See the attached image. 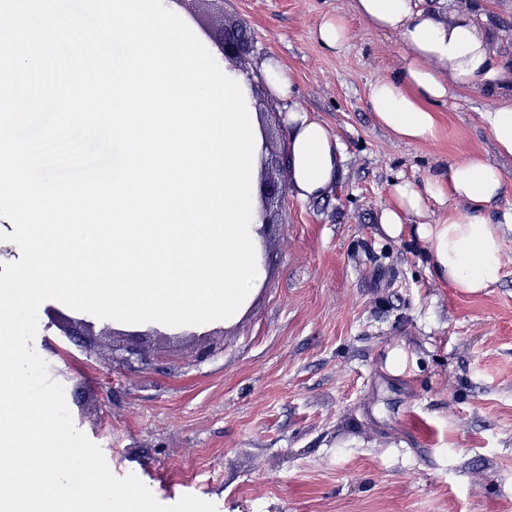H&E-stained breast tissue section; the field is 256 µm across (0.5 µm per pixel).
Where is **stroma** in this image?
Returning <instances> with one entry per match:
<instances>
[{"instance_id": "35a3bbf8", "label": "stroma", "mask_w": 512, "mask_h": 512, "mask_svg": "<svg viewBox=\"0 0 512 512\" xmlns=\"http://www.w3.org/2000/svg\"><path fill=\"white\" fill-rule=\"evenodd\" d=\"M207 41L223 25L253 36L248 74L269 57L297 100L343 146L324 199L288 196L261 248L266 279L238 321L204 330L116 327L45 301L33 343L68 390L74 426L110 472L135 475L164 505L193 495L216 512H512V235L499 281L467 293L437 279L413 238L379 224L404 180L470 154L495 157L512 209V158L496 157L479 118L487 95L437 107L433 139L409 143L376 122L369 87L391 76L398 37L371 29L352 0H207L192 5ZM346 18L351 40L326 50L314 31ZM254 97L283 154V101ZM142 359L126 364L130 346ZM406 353L404 372L386 367Z\"/></svg>"}]
</instances>
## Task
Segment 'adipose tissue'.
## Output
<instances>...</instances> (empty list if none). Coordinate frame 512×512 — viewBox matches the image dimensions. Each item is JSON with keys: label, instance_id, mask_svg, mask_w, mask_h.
<instances>
[{"label": "adipose tissue", "instance_id": "obj_1", "mask_svg": "<svg viewBox=\"0 0 512 512\" xmlns=\"http://www.w3.org/2000/svg\"><path fill=\"white\" fill-rule=\"evenodd\" d=\"M352 10L370 28L394 33L404 51L395 75L369 89V105L380 126L399 139L434 138V108L463 90L482 92L494 104L481 112L499 155L512 156V65L478 24L481 0H462L448 14L426 8L423 0H352ZM262 84L287 101L288 171L292 192L303 201L321 199L336 182L343 148L336 136L296 100L293 74L266 62L246 87ZM505 192L500 169L482 154L453 163L422 184L394 187L395 203L380 222L392 237L403 232L405 216H424L430 204L449 200L466 210L449 209L434 224L421 223L416 235L427 247L429 264L441 281L475 293L494 285L502 270V244L512 234V209L497 210Z\"/></svg>", "mask_w": 512, "mask_h": 512}]
</instances>
